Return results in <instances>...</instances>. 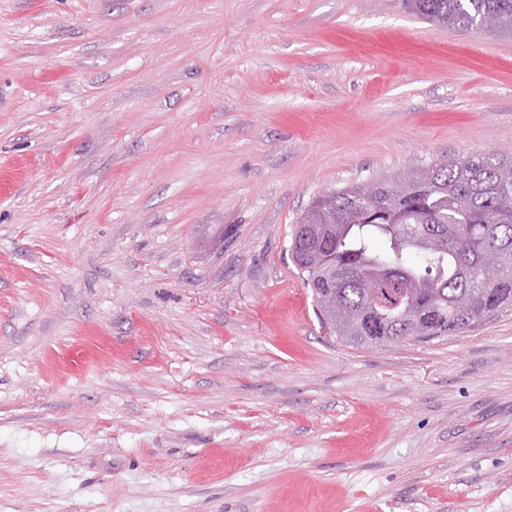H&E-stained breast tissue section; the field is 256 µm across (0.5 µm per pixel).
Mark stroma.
Segmentation results:
<instances>
[{
  "label": "stroma",
  "mask_w": 512,
  "mask_h": 512,
  "mask_svg": "<svg viewBox=\"0 0 512 512\" xmlns=\"http://www.w3.org/2000/svg\"><path fill=\"white\" fill-rule=\"evenodd\" d=\"M512 154V36L402 0H0V512H512V307L366 349L323 192Z\"/></svg>",
  "instance_id": "obj_1"
}]
</instances>
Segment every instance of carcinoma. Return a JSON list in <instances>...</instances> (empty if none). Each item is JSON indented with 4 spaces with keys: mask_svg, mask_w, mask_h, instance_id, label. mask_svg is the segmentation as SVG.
I'll return each mask as SVG.
<instances>
[{
    "mask_svg": "<svg viewBox=\"0 0 512 512\" xmlns=\"http://www.w3.org/2000/svg\"><path fill=\"white\" fill-rule=\"evenodd\" d=\"M426 22L512 34V0H403ZM499 270L485 275V255ZM291 261L322 323L355 346L428 341L512 306V155L438 160L316 196Z\"/></svg>",
    "mask_w": 512,
    "mask_h": 512,
    "instance_id": "obj_1",
    "label": "carcinoma"
}]
</instances>
